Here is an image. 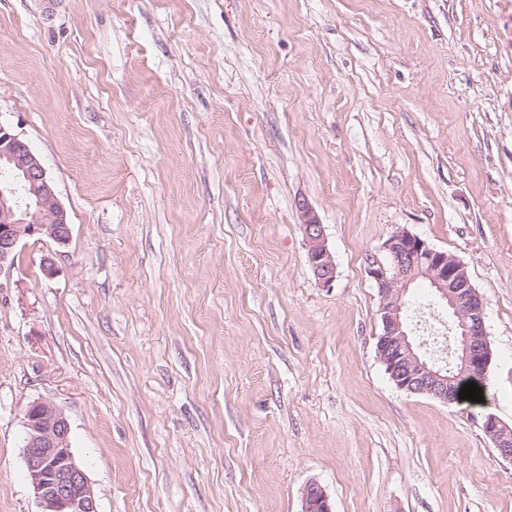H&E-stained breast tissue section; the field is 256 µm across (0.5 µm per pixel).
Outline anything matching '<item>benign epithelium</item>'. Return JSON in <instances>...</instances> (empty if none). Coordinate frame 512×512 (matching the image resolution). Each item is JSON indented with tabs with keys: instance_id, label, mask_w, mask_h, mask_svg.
<instances>
[{
	"instance_id": "benign-epithelium-1",
	"label": "benign epithelium",
	"mask_w": 512,
	"mask_h": 512,
	"mask_svg": "<svg viewBox=\"0 0 512 512\" xmlns=\"http://www.w3.org/2000/svg\"><path fill=\"white\" fill-rule=\"evenodd\" d=\"M0 163L8 165L15 179L0 184V270L12 265L15 251L25 238L46 237L64 247L70 240L67 212L56 195L39 158L29 145L0 125ZM23 185L28 203L16 200L17 185ZM307 259L316 281L333 284L336 265L327 246L323 225L313 208L298 203ZM389 265L369 264L367 273L379 290L383 327L377 354L397 388L423 393L446 402L458 398L448 385L443 368L421 360L415 353L403 316L404 296L418 278L430 283L451 313L457 338L456 352L463 353L465 369L487 373L491 350L484 324V300L472 286L465 265L454 255L429 246L421 238L396 231L384 243ZM24 459L43 512H98L96 499L84 471L76 464L70 446V424L52 402H32L24 415ZM481 428L497 454L512 462V429L495 415L481 416ZM302 512H332L323 488L311 481L302 492Z\"/></svg>"
}]
</instances>
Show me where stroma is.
<instances>
[{
	"mask_svg": "<svg viewBox=\"0 0 512 512\" xmlns=\"http://www.w3.org/2000/svg\"><path fill=\"white\" fill-rule=\"evenodd\" d=\"M512 0H0V125L67 212L0 271V512L48 400L99 512H512ZM336 264L307 260L299 201ZM398 230L485 302L484 399L396 387ZM481 428L491 439L497 454L504 460L512 462V432L495 415L484 413L481 416ZM302 502V512H332L325 491L316 481L306 484L302 492Z\"/></svg>",
	"mask_w": 512,
	"mask_h": 512,
	"instance_id": "1",
	"label": "stroma"
}]
</instances>
